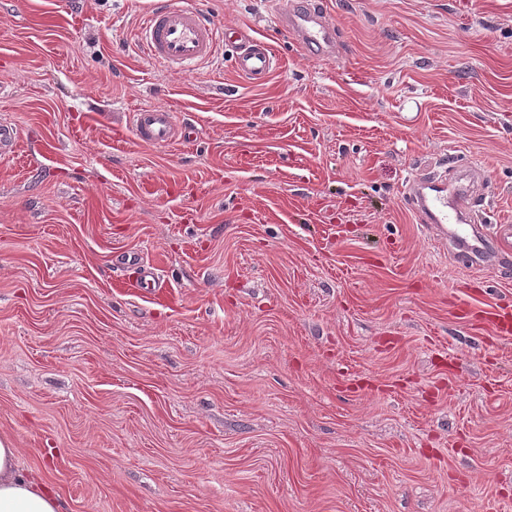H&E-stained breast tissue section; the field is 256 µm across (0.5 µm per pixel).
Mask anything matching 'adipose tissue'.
<instances>
[{
  "instance_id": "1",
  "label": "adipose tissue",
  "mask_w": 512,
  "mask_h": 512,
  "mask_svg": "<svg viewBox=\"0 0 512 512\" xmlns=\"http://www.w3.org/2000/svg\"><path fill=\"white\" fill-rule=\"evenodd\" d=\"M18 450L0 436V512H61L58 495L42 478L22 476Z\"/></svg>"
}]
</instances>
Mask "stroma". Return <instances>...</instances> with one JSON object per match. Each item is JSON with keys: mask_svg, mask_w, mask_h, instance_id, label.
Returning a JSON list of instances; mask_svg holds the SVG:
<instances>
[{"mask_svg": "<svg viewBox=\"0 0 512 512\" xmlns=\"http://www.w3.org/2000/svg\"><path fill=\"white\" fill-rule=\"evenodd\" d=\"M154 0H0V435L64 512H512V256L460 263L403 193L478 163L462 234L512 225V0H195L269 41L167 72ZM173 110L156 147L128 112ZM142 258L167 305L115 288ZM307 2H310L307 6L298 7L296 1H289L280 13L279 26L292 34L303 48H316L328 56L336 50L335 28L318 5ZM476 318L485 322L497 336L512 335V313L507 307L498 305L493 311H483Z\"/></svg>", "mask_w": 512, "mask_h": 512, "instance_id": "obj_1", "label": "stroma"}]
</instances>
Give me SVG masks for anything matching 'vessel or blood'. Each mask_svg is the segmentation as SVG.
I'll use <instances>...</instances> for the list:
<instances>
[{"mask_svg": "<svg viewBox=\"0 0 512 512\" xmlns=\"http://www.w3.org/2000/svg\"><path fill=\"white\" fill-rule=\"evenodd\" d=\"M279 25L302 47L317 49L326 56L336 50L334 26L323 10L311 2L300 7L290 0L279 16ZM235 34V29L217 26L200 11L181 5L180 0H158L142 23L138 39L149 60L177 73L209 62L218 48ZM235 69L253 82H264L274 69L270 45L263 40H248L236 55ZM127 124L140 141L154 146L169 145L178 135L173 114L164 106L129 112ZM406 193L422 222L431 225L439 238L457 239L466 252L485 250V240L461 237L458 228L451 224L453 216L473 207L468 191L449 186L445 177L423 173L407 185ZM481 319L493 334L512 335L511 309L499 306L483 312Z\"/></svg>", "mask_w": 512, "mask_h": 512, "instance_id": "b4317fda", "label": "vessel or blood"}]
</instances>
